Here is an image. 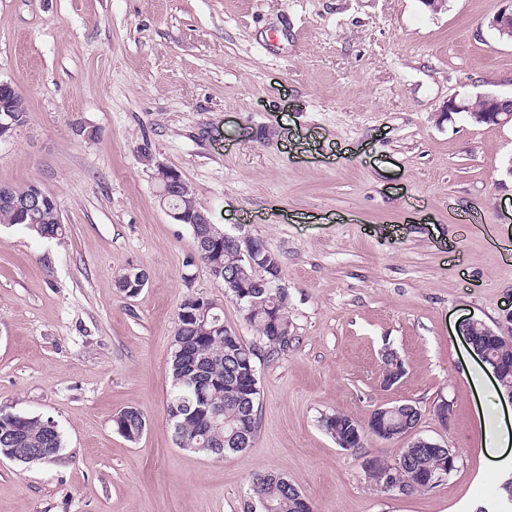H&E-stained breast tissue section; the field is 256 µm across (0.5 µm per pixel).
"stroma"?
Segmentation results:
<instances>
[{"label":"stroma","instance_id":"1","mask_svg":"<svg viewBox=\"0 0 512 512\" xmlns=\"http://www.w3.org/2000/svg\"><path fill=\"white\" fill-rule=\"evenodd\" d=\"M504 0H0V82L28 121L0 139V185L36 184L63 236L0 224V410L53 419L58 460L0 461V512H247L254 474L313 512H479L504 501L482 414L512 418L457 326L512 305V125L445 117L453 96L512 95ZM177 170L213 223L274 253L295 340L259 359L250 448L179 447L167 421L172 341L191 296L261 340L159 200ZM147 276L134 297L117 287ZM396 353L406 373L384 387ZM480 373L482 385L471 374ZM447 399V422L433 408ZM404 401L452 449L435 487L365 476L403 441L338 447L320 426ZM147 418L129 442L121 411ZM505 1L508 5L490 18L487 26L494 30L501 40L512 43V1Z\"/></svg>","mask_w":512,"mask_h":512}]
</instances>
